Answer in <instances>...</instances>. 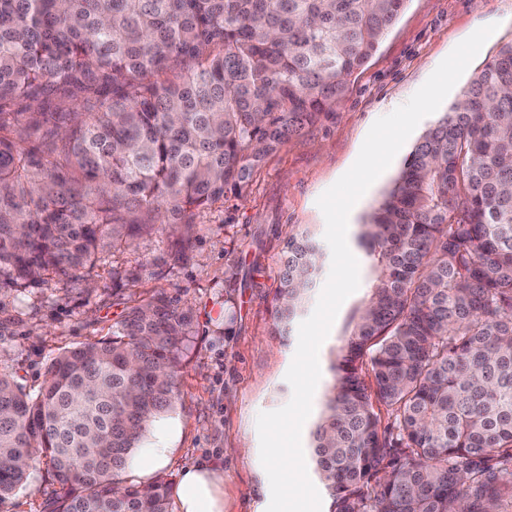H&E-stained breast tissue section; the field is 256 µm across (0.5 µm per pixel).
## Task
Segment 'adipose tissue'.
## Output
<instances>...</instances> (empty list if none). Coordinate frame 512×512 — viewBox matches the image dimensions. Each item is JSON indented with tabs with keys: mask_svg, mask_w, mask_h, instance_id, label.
<instances>
[{
	"mask_svg": "<svg viewBox=\"0 0 512 512\" xmlns=\"http://www.w3.org/2000/svg\"><path fill=\"white\" fill-rule=\"evenodd\" d=\"M177 499L179 512H224V476L211 462L181 472Z\"/></svg>",
	"mask_w": 512,
	"mask_h": 512,
	"instance_id": "obj_1",
	"label": "adipose tissue"
}]
</instances>
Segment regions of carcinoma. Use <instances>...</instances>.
Masks as SVG:
<instances>
[{
    "label": "carcinoma",
    "mask_w": 512,
    "mask_h": 512,
    "mask_svg": "<svg viewBox=\"0 0 512 512\" xmlns=\"http://www.w3.org/2000/svg\"><path fill=\"white\" fill-rule=\"evenodd\" d=\"M404 2L0 0V276H69L159 222L189 234L333 110ZM23 113L50 140L21 147ZM359 245L372 294L310 433L331 512H512V43L417 139ZM322 258L288 238L276 331ZM191 335L156 291L51 358L37 395L0 372V503L37 467L49 512H172L169 480L125 473Z\"/></svg>",
    "instance_id": "obj_1"
}]
</instances>
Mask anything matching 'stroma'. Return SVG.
I'll return each mask as SVG.
<instances>
[{"label": "stroma", "mask_w": 512, "mask_h": 512, "mask_svg": "<svg viewBox=\"0 0 512 512\" xmlns=\"http://www.w3.org/2000/svg\"><path fill=\"white\" fill-rule=\"evenodd\" d=\"M497 29L441 105L449 111L473 77L512 42V0H406L377 51L353 77L333 113L272 154L244 197L226 194L197 211L193 240L177 254L168 225L130 246H104L94 266L76 277L19 286L0 277V372L36 394L49 358L111 335L124 307L161 290L194 316L180 369V395L168 418L177 439L162 476L177 480L198 458L224 472V512H263L271 498L260 463L256 418L287 404L285 374L297 341L272 330L275 291L290 233L305 225L323 239L316 204L356 160L372 124L401 106L453 48L480 27ZM403 145L390 167L350 213L348 244L359 262L360 287L341 306L319 352L322 379L358 312L368 302L374 269L357 242L358 225L381 200L410 152ZM235 295V335L224 338V295ZM228 448L248 456L228 457Z\"/></svg>", "instance_id": "obj_1"}]
</instances>
